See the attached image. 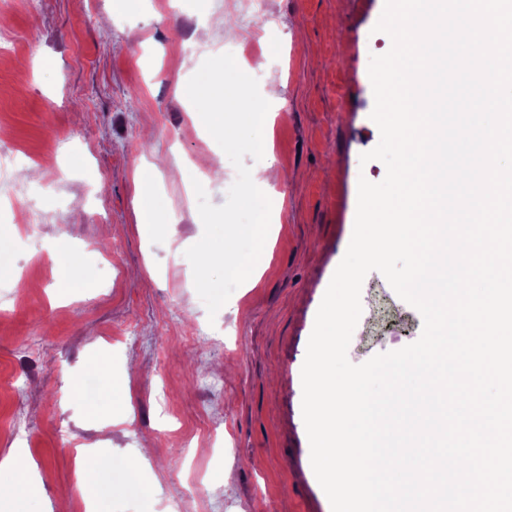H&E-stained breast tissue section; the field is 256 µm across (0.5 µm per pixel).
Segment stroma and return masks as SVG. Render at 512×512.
Instances as JSON below:
<instances>
[{
	"mask_svg": "<svg viewBox=\"0 0 512 512\" xmlns=\"http://www.w3.org/2000/svg\"><path fill=\"white\" fill-rule=\"evenodd\" d=\"M10 0L0 8V458L37 468L38 493L10 512L87 498L110 466L143 487L113 489L109 512H331L310 461L301 370L316 313L352 237L371 120V56L384 0ZM232 20L269 64L283 100L268 128L279 178L269 254L251 286L209 317L184 252L203 235L193 178L221 205L236 170L177 88L205 58L232 53ZM63 147L46 158V143ZM207 155L224 176L200 177ZM43 216L28 227L29 211ZM161 225L149 235L139 215ZM348 348L361 364L416 341L418 311L377 271ZM96 381L81 382L87 371ZM130 422L98 431L121 395ZM94 404L96 415L85 408ZM101 467L74 481L79 453Z\"/></svg>",
	"mask_w": 512,
	"mask_h": 512,
	"instance_id": "35a3bbf8",
	"label": "stroma"
}]
</instances>
